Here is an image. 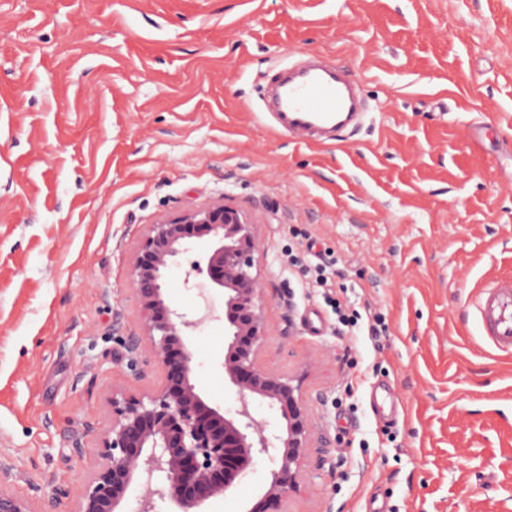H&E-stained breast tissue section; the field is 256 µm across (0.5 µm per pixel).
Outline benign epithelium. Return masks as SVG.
<instances>
[{
  "label": "benign epithelium",
  "instance_id": "obj_1",
  "mask_svg": "<svg viewBox=\"0 0 512 512\" xmlns=\"http://www.w3.org/2000/svg\"><path fill=\"white\" fill-rule=\"evenodd\" d=\"M209 237L206 266L194 267L195 286L224 291V380L238 389L237 404L221 410L197 387L192 350L184 337L197 327L166 294V276L177 258ZM256 248L245 214L225 204L188 211L150 225L130 270L140 305V328L163 370L161 386L140 397L112 398V427L79 512H122L133 485L143 489L141 512H152L155 494L169 497L177 512H204L218 495H234L259 460L267 464L263 499L250 512H267L296 490L300 464L311 448L325 462L332 441L311 434L298 386L263 372L257 356L265 338L264 288L252 273ZM280 414L271 427L257 407ZM10 473L0 469V512H49L5 489Z\"/></svg>",
  "mask_w": 512,
  "mask_h": 512
}]
</instances>
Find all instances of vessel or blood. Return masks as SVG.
<instances>
[{
    "mask_svg": "<svg viewBox=\"0 0 512 512\" xmlns=\"http://www.w3.org/2000/svg\"><path fill=\"white\" fill-rule=\"evenodd\" d=\"M277 105V126L290 134H336L358 118L352 83L337 63L289 76L278 86ZM474 306L488 345L512 352V279L499 278L483 286Z\"/></svg>",
    "mask_w": 512,
    "mask_h": 512,
    "instance_id": "obj_1",
    "label": "vessel or blood"
}]
</instances>
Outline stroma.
Returning <instances> with one entry per match:
<instances>
[{
	"label": "stroma",
	"instance_id": "stroma-1",
	"mask_svg": "<svg viewBox=\"0 0 512 512\" xmlns=\"http://www.w3.org/2000/svg\"><path fill=\"white\" fill-rule=\"evenodd\" d=\"M316 57L357 73L362 124L331 143L281 132L263 96ZM217 201L243 212L266 288L259 357L294 380L314 433L279 512H512V354L472 304L512 276V0H0V466L10 490L78 512L129 367L130 266L150 224ZM386 337L341 332L333 293L288 252L307 242ZM206 244L168 275L186 288ZM321 316L319 334L305 325ZM211 404L231 408L224 325L186 339ZM257 463L235 496L260 499ZM65 498H56L57 489Z\"/></svg>",
	"mask_w": 512,
	"mask_h": 512
}]
</instances>
